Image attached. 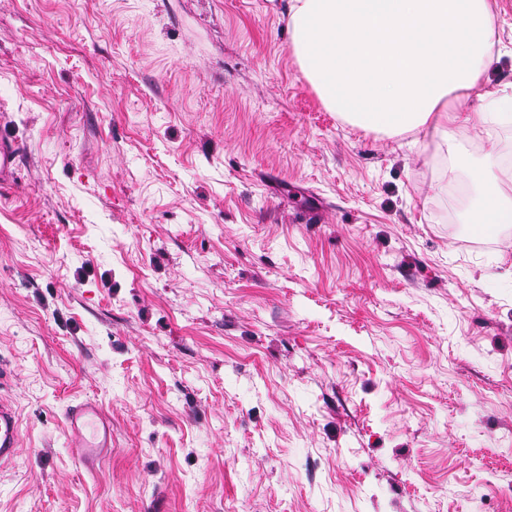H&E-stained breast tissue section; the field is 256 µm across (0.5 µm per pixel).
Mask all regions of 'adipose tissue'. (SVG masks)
<instances>
[{
	"mask_svg": "<svg viewBox=\"0 0 512 512\" xmlns=\"http://www.w3.org/2000/svg\"><path fill=\"white\" fill-rule=\"evenodd\" d=\"M302 72L326 107L365 129L399 135L437 120L441 130L486 115L457 98L478 86L491 57L490 0H286ZM482 192L476 224H512V198L470 171Z\"/></svg>",
	"mask_w": 512,
	"mask_h": 512,
	"instance_id": "adipose-tissue-1",
	"label": "adipose tissue"
}]
</instances>
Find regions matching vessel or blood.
Here are the masks:
<instances>
[{
	"instance_id": "obj_1",
	"label": "vessel or blood",
	"mask_w": 512,
	"mask_h": 512,
	"mask_svg": "<svg viewBox=\"0 0 512 512\" xmlns=\"http://www.w3.org/2000/svg\"><path fill=\"white\" fill-rule=\"evenodd\" d=\"M18 146L12 141H0V185L11 181L16 170ZM65 420L70 446L85 462L99 459L105 448L112 445V425L102 406L94 401L69 405ZM19 418L13 407L0 399V467L8 464L20 445Z\"/></svg>"
}]
</instances>
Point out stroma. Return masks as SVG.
<instances>
[{
	"label": "stroma",
	"mask_w": 512,
	"mask_h": 512,
	"mask_svg": "<svg viewBox=\"0 0 512 512\" xmlns=\"http://www.w3.org/2000/svg\"><path fill=\"white\" fill-rule=\"evenodd\" d=\"M0 137V512H512V120L348 124L283 0H0ZM18 146L15 142L0 141V185L14 179ZM470 179L482 188L470 223L512 224V198L500 196L496 187L486 181V174L481 168H472ZM21 429L19 418L13 407L0 399V467L8 464L17 454ZM65 420L70 437V447L84 462L99 459L105 448H112V425L103 407L91 400L69 405L65 409ZM95 423L92 433L85 428Z\"/></svg>",
	"instance_id": "35a3bbf8"
}]
</instances>
